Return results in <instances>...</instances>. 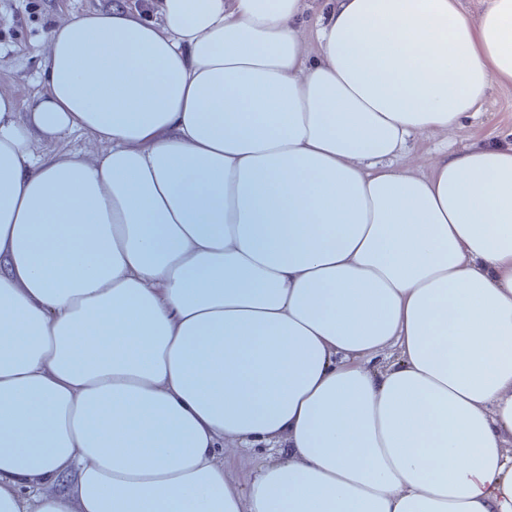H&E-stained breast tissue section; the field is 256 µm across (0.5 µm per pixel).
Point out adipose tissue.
<instances>
[{
  "instance_id": "ef3b65f1",
  "label": "adipose tissue",
  "mask_w": 512,
  "mask_h": 512,
  "mask_svg": "<svg viewBox=\"0 0 512 512\" xmlns=\"http://www.w3.org/2000/svg\"><path fill=\"white\" fill-rule=\"evenodd\" d=\"M310 8L117 0L0 91V512H512V141L406 161L512 0ZM89 140V136L81 131L72 132L67 134L66 136L58 139H46L42 141L37 149L39 151H51V152H59V151H71L77 152L82 150ZM271 453L270 448H254L245 459L224 456V467L235 474L242 487H248L249 478L253 470L262 464Z\"/></svg>"
}]
</instances>
